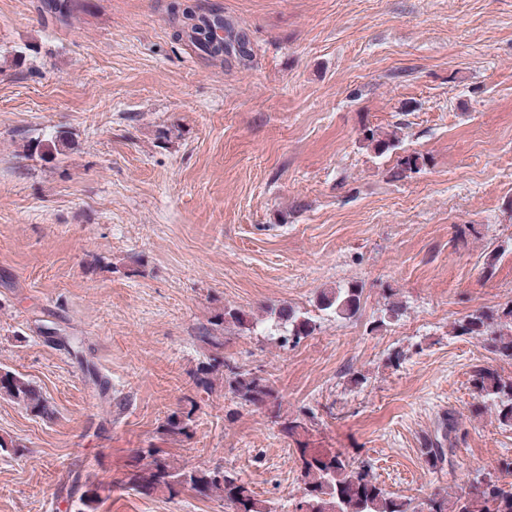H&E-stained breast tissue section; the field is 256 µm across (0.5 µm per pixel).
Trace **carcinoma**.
I'll list each match as a JSON object with an SVG mask.
<instances>
[{
	"instance_id": "obj_1",
	"label": "carcinoma",
	"mask_w": 512,
	"mask_h": 512,
	"mask_svg": "<svg viewBox=\"0 0 512 512\" xmlns=\"http://www.w3.org/2000/svg\"><path fill=\"white\" fill-rule=\"evenodd\" d=\"M78 7V0H42L41 11L58 22H64ZM173 13L181 14L180 26L174 32L211 60L224 62V56L235 55L241 61L251 58L248 40L243 33L224 19L223 11L214 5L176 3ZM363 139L375 153L382 155L395 147L390 135L372 128L363 129ZM362 289L356 284L330 288L321 292L318 307L337 318H352L360 309ZM268 320L275 330L284 332L285 341L295 344L312 335L317 320L288 307L270 311ZM453 333L481 339L503 360L512 361V300L494 308L476 309L458 320ZM220 377L224 386L242 406L273 404L276 397L266 381L233 365L216 354L200 369L198 384L211 388V376ZM476 398L495 407L499 425L512 428V377L505 378L488 367L473 371ZM0 396L29 410L35 416H49L51 409L39 389L23 376L0 369ZM309 414L304 412L281 422V432L294 444L293 451L300 465L301 497L292 512H512V483L501 480L500 474L512 473V457L501 458L493 470L476 477L467 490L457 496L437 494L418 508L407 497L388 493L376 480L372 467L354 463L334 448H314L307 438ZM194 409L174 412L159 426V433L170 438H188L194 433ZM449 449L437 437L423 441L421 455L433 467L448 462ZM151 461L132 469L125 485L142 495L166 491L169 495L189 486L203 496L224 501L228 512H277L268 500L256 497L249 484L235 472L222 466L180 470L156 451H147Z\"/></svg>"
}]
</instances>
